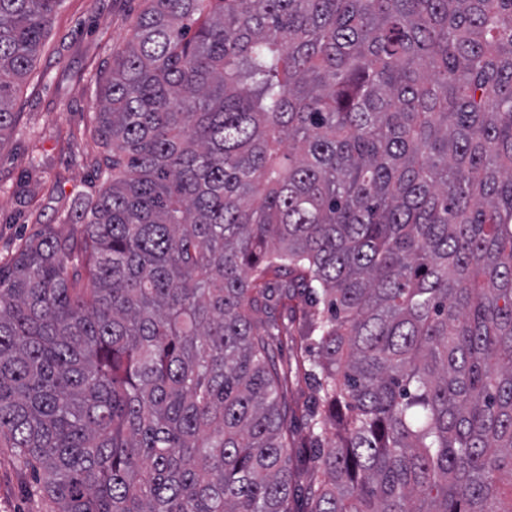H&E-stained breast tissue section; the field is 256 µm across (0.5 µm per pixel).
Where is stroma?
I'll use <instances>...</instances> for the list:
<instances>
[{"label": "stroma", "mask_w": 512, "mask_h": 512, "mask_svg": "<svg viewBox=\"0 0 512 512\" xmlns=\"http://www.w3.org/2000/svg\"><path fill=\"white\" fill-rule=\"evenodd\" d=\"M147 0H64L32 73L17 90L15 126L0 149V266L42 225L77 234L67 217L103 188L96 162L107 148L91 117L116 53ZM33 469L0 447V512H55Z\"/></svg>", "instance_id": "1"}]
</instances>
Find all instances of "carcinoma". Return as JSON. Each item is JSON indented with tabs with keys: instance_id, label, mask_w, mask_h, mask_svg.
Wrapping results in <instances>:
<instances>
[{
	"instance_id": "1",
	"label": "carcinoma",
	"mask_w": 512,
	"mask_h": 512,
	"mask_svg": "<svg viewBox=\"0 0 512 512\" xmlns=\"http://www.w3.org/2000/svg\"><path fill=\"white\" fill-rule=\"evenodd\" d=\"M62 4L0 0V146ZM94 121L80 237L0 266L59 512H512V0H149Z\"/></svg>"
}]
</instances>
